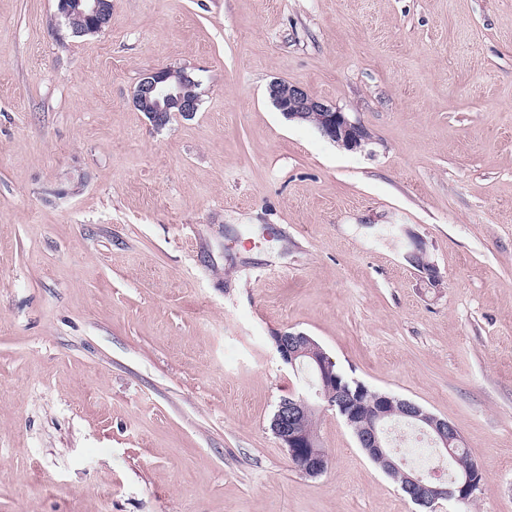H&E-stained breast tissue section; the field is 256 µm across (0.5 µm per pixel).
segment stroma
I'll return each mask as SVG.
<instances>
[{"label":"stroma","mask_w":512,"mask_h":512,"mask_svg":"<svg viewBox=\"0 0 512 512\" xmlns=\"http://www.w3.org/2000/svg\"><path fill=\"white\" fill-rule=\"evenodd\" d=\"M151 67L192 118L134 106ZM281 331L456 426L484 481L436 512H512V0H112L82 37L0 0V512H422L334 410L293 465ZM200 82L187 68L154 67L141 77L133 103L156 127L166 125L171 114L192 117L200 103ZM268 93L288 120L314 121L319 133L347 150L360 148L368 139L366 128L336 106L326 104L299 84L274 81ZM284 398L279 400L284 399L272 419L273 433L295 466L309 477H317L326 470L328 457L321 448L318 433L305 430L301 423L303 418L316 414L319 407L309 396L293 395Z\"/></svg>","instance_id":"35a3bbf8"}]
</instances>
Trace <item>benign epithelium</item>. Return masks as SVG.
<instances>
[{
  "mask_svg": "<svg viewBox=\"0 0 512 512\" xmlns=\"http://www.w3.org/2000/svg\"><path fill=\"white\" fill-rule=\"evenodd\" d=\"M112 0H58L59 14L70 21L85 24L84 32L96 34L109 22ZM200 82L185 68L154 67L141 77L133 93V103L145 112L157 127L166 125L173 114L189 118L197 112L200 103ZM268 93L283 115L294 121H313L319 133L347 149L355 150L368 139L366 128L351 120L339 108L313 96L299 84L274 81ZM275 346L284 363L295 368L305 364L314 370L321 382L315 397L326 407L339 410L351 421V395L347 386L336 384L330 363L332 360L323 348L304 333L282 332L275 337ZM318 412V406L305 395H293L282 400L272 419L273 433L285 448L295 466L310 477L324 473L328 457L321 448L318 433L302 427L305 417ZM399 414L409 422L422 427L434 440L437 451L450 453L451 444H460L463 438L459 430L448 420L423 411L417 404L382 396L372 409L373 423L358 433L357 440L367 455L390 472L396 468L395 456L384 440V424ZM476 478L466 473L450 482L440 474L426 479L413 470L403 473V489L413 501L435 506L441 500L453 498L467 501L475 493Z\"/></svg>",
  "mask_w": 512,
  "mask_h": 512,
  "instance_id": "obj_1",
  "label": "benign epithelium"
}]
</instances>
